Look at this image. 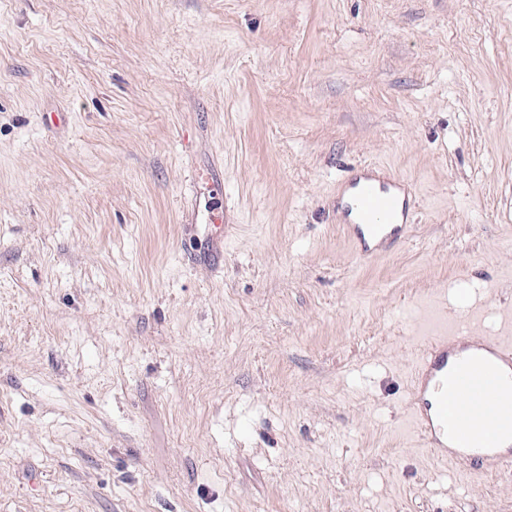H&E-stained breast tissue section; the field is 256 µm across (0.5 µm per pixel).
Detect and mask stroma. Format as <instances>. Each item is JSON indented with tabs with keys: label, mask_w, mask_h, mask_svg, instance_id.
<instances>
[{
	"label": "stroma",
	"mask_w": 512,
	"mask_h": 512,
	"mask_svg": "<svg viewBox=\"0 0 512 512\" xmlns=\"http://www.w3.org/2000/svg\"><path fill=\"white\" fill-rule=\"evenodd\" d=\"M508 309L512 0H0V512H512L408 422ZM379 171L377 166L367 165L361 176L347 181L351 183L344 210L353 213L357 221L348 225V230L358 258L379 251L384 241L406 238L410 228L408 214L415 204L406 181Z\"/></svg>",
	"instance_id": "obj_1"
}]
</instances>
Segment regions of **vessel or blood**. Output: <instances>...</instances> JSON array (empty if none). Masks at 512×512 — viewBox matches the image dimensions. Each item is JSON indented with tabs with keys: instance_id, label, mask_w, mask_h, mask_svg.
Here are the masks:
<instances>
[{
	"instance_id": "b4317fda",
	"label": "vessel or blood",
	"mask_w": 512,
	"mask_h": 512,
	"mask_svg": "<svg viewBox=\"0 0 512 512\" xmlns=\"http://www.w3.org/2000/svg\"><path fill=\"white\" fill-rule=\"evenodd\" d=\"M349 189L344 210L356 219L349 233L357 257L407 236L414 202L404 179L368 165ZM410 379L411 427L438 459L448 461L449 449L462 448L471 469L512 465V333L433 325L423 333Z\"/></svg>"
}]
</instances>
